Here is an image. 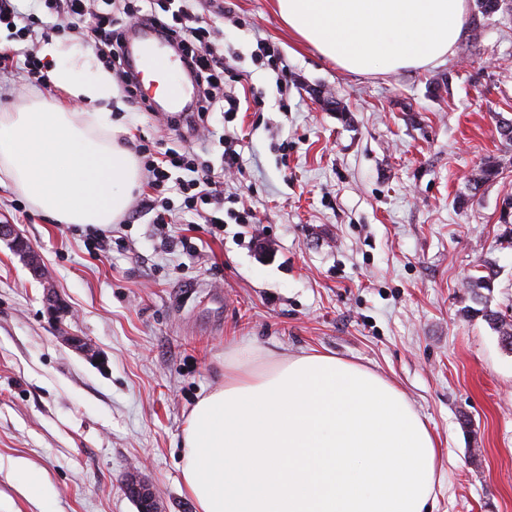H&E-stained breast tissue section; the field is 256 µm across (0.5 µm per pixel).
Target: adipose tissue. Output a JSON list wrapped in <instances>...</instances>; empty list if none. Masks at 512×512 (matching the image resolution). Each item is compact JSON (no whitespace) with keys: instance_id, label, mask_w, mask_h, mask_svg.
Returning a JSON list of instances; mask_svg holds the SVG:
<instances>
[{"instance_id":"adipose-tissue-1","label":"adipose tissue","mask_w":512,"mask_h":512,"mask_svg":"<svg viewBox=\"0 0 512 512\" xmlns=\"http://www.w3.org/2000/svg\"><path fill=\"white\" fill-rule=\"evenodd\" d=\"M290 31L354 73L443 62L467 0H275ZM48 76L0 109V186L59 224L105 226L128 209L142 170L111 114V75L80 45L51 39ZM85 103L78 111L69 105ZM443 451L390 380L312 350L224 353V382L198 399L178 468L195 512H434Z\"/></svg>"}]
</instances>
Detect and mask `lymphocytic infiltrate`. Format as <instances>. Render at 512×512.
I'll use <instances>...</instances> for the list:
<instances>
[{
    "label": "lymphocytic infiltrate",
    "mask_w": 512,
    "mask_h": 512,
    "mask_svg": "<svg viewBox=\"0 0 512 512\" xmlns=\"http://www.w3.org/2000/svg\"><path fill=\"white\" fill-rule=\"evenodd\" d=\"M195 0H164L160 8L143 7L135 0H112L110 16L92 18L90 0H44L48 10L41 24L42 37L79 30L105 58L120 84L127 101L140 105L132 84V69L123 53V34L143 21L155 23L161 34L176 43L190 60L192 72L202 89L196 106L192 130L214 137L211 117L222 114L232 121L241 109L236 92L240 74L231 70L224 58V32L213 25L205 14L194 9ZM136 152L147 173L154 195L147 203L153 224H171L174 214H191L210 228L223 230L226 220L237 224H253L257 218L249 209L238 212L224 210V177L243 171L239 152L225 148L220 166L195 162L191 151L165 150L156 155L150 145L140 144ZM180 204H171V196Z\"/></svg>",
    "instance_id": "lymphocytic-infiltrate-1"
}]
</instances>
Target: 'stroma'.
Wrapping results in <instances>:
<instances>
[{
    "label": "stroma",
    "mask_w": 512,
    "mask_h": 512,
    "mask_svg": "<svg viewBox=\"0 0 512 512\" xmlns=\"http://www.w3.org/2000/svg\"><path fill=\"white\" fill-rule=\"evenodd\" d=\"M224 7L225 52L262 99L226 125L244 172L224 191L257 223L215 237L185 216L160 230L139 207L143 185L102 253L96 228L50 223L0 186V219L72 312L53 323L42 283L0 241V498L10 512H137L122 491L134 470L161 512H194L181 429L239 342L324 350L393 381L444 450L436 512H512V352L465 290L492 263L491 306L512 319V241L499 222L512 151L497 132L512 119V14L486 17L472 2L444 63L355 74L296 39L273 0ZM261 40L279 52L287 91L254 63ZM108 107L129 145L197 144L123 94ZM490 158L501 176L470 191ZM185 238L199 255L182 251ZM19 458L44 475L38 500L19 492Z\"/></svg>",
    "instance_id": "35a3bbf8"
}]
</instances>
